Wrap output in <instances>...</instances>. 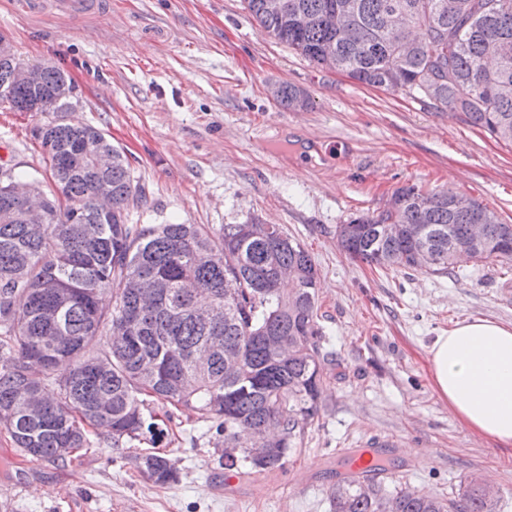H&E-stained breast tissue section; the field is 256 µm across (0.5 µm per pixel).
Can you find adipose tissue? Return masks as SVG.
Wrapping results in <instances>:
<instances>
[{"label": "adipose tissue", "mask_w": 512, "mask_h": 512, "mask_svg": "<svg viewBox=\"0 0 512 512\" xmlns=\"http://www.w3.org/2000/svg\"><path fill=\"white\" fill-rule=\"evenodd\" d=\"M432 384L460 426L512 445V323L473 319L437 336Z\"/></svg>", "instance_id": "adipose-tissue-1"}]
</instances>
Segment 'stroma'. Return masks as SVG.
<instances>
[{"mask_svg": "<svg viewBox=\"0 0 512 512\" xmlns=\"http://www.w3.org/2000/svg\"><path fill=\"white\" fill-rule=\"evenodd\" d=\"M0 0V34L25 65L70 77V123L102 131L125 154L142 199L134 224L278 225L316 264L320 323L336 356L318 415L282 468L224 483V438L188 410L158 415L154 442L93 448L63 462L30 461L0 428V512H333L343 456L374 435L399 441L395 481L449 495L477 477L512 512V446L463 429L435 391L428 351L457 323H512V270L460 262L448 274L381 270L352 260L337 225L383 210L417 185L478 200L512 224V145L425 96L359 84L262 33L243 0H107L102 13L54 0ZM292 84L307 109L269 90ZM52 112L0 102V165L55 186L39 128ZM166 457L161 486L137 458Z\"/></svg>", "mask_w": 512, "mask_h": 512, "instance_id": "stroma-1", "label": "stroma"}]
</instances>
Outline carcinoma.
Returning <instances> with one entry per match:
<instances>
[{"label":"carcinoma","instance_id":"cac0c4a2","mask_svg":"<svg viewBox=\"0 0 512 512\" xmlns=\"http://www.w3.org/2000/svg\"><path fill=\"white\" fill-rule=\"evenodd\" d=\"M267 36L318 65L336 52V70L392 92L430 99L512 144V0H244ZM336 12V31L325 17ZM15 57L0 56V99L19 112L35 97L65 111L69 82L54 67L39 82H9ZM277 102L304 108L308 96L279 86ZM57 193L43 196V223L0 179V426L19 455L64 461L93 446L106 423L112 445L154 432V406L197 412L224 444L266 439L260 462L224 457L229 470L273 471L297 450L318 414L326 336L319 324L318 271L300 243L271 224H130L142 197L124 154L89 126L52 121L40 129ZM452 192L415 185L392 192L385 210L336 225L342 250L379 268L447 274L460 258L454 243L470 225H486L488 250L475 261L512 266V231L474 199L459 210ZM401 226L397 235L391 223ZM70 364L59 378L56 367ZM139 470L161 485L177 481L167 460L139 457ZM336 512H495L473 477L448 498L408 487L343 477Z\"/></svg>","mask_w":512,"mask_h":512}]
</instances>
